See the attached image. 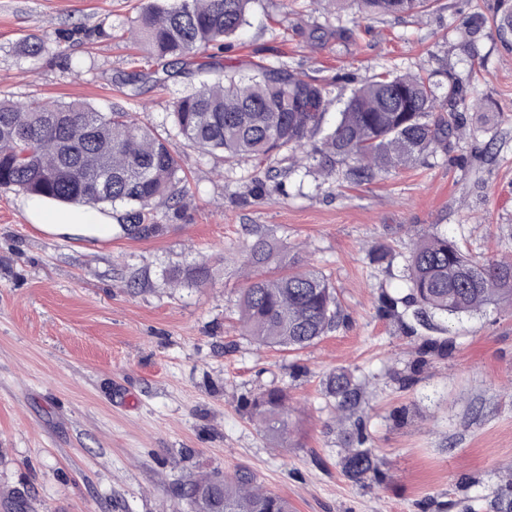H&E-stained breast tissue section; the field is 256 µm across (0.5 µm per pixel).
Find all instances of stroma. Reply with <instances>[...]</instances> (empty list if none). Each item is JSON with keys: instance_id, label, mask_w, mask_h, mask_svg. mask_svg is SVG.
<instances>
[{"instance_id": "obj_1", "label": "stroma", "mask_w": 512, "mask_h": 512, "mask_svg": "<svg viewBox=\"0 0 512 512\" xmlns=\"http://www.w3.org/2000/svg\"><path fill=\"white\" fill-rule=\"evenodd\" d=\"M499 2L435 0L365 18L317 0H254L223 52L237 71L285 61L346 92L385 70L423 68L440 82L452 70L494 102L467 112L451 153L377 183L292 174L278 184L253 161L230 167L185 145L169 105L195 81L191 63L167 89L143 84L135 107L170 139L193 194L185 208L157 210L158 236L47 234L28 221L27 195L0 187V512H190L182 484L240 467L293 512H498L512 496V303L436 317L412 335L378 306L403 288L419 231L474 256L512 252V50L485 36L484 66L471 73L462 30ZM146 3L0 0V98L80 99L101 112L125 103L116 76L151 65L129 34ZM357 25L368 33L355 44L310 36ZM25 36L48 53L21 56ZM256 178L265 195L252 194ZM261 235L296 246L336 289L340 323L310 347L262 348L243 333L238 257ZM381 244L391 260L372 263ZM195 264L208 267L207 283L172 287L168 271ZM339 368L365 391L358 430L377 471L361 485L342 472L347 443L322 386ZM276 386L291 399L279 442L247 409Z\"/></svg>"}]
</instances>
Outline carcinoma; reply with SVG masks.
Here are the masks:
<instances>
[{
    "label": "carcinoma",
    "mask_w": 512,
    "mask_h": 512,
    "mask_svg": "<svg viewBox=\"0 0 512 512\" xmlns=\"http://www.w3.org/2000/svg\"><path fill=\"white\" fill-rule=\"evenodd\" d=\"M252 0H151L138 16L136 35L158 69L147 79L161 84L178 74V65L209 53V77L187 87L171 105L175 136L204 154L222 155L233 165H259L282 159L285 172L300 168L298 154L317 161L326 177L340 186H361L409 167L439 151L446 152L464 128L462 113L485 110L486 98L453 71L446 92L423 70L380 72L354 86L333 122L328 107L333 84L311 78L288 64H254L243 75L224 68L218 54L247 24ZM432 0H357L373 16L418 13ZM471 67L482 64L480 40L487 18L474 13L465 21ZM495 35L512 47V6L496 19ZM29 59L48 47L29 37L19 42ZM112 173V188L96 187L99 174ZM0 186L17 187L28 196L56 200L88 210L123 208L120 232L133 238L155 236L160 225L154 210L179 204L186 179L168 141L157 136L128 109L115 105L106 113L81 100L24 103L0 100ZM285 242L258 238L239 255L244 281L238 308L244 335L256 344L284 350L307 348L335 329L340 310L335 289L318 269L299 263ZM209 269H175V284L205 283ZM497 298L512 299V257L476 258L463 254L448 236L422 233L406 265V289L384 294L379 311L399 316L412 311L420 325L435 315L457 318ZM325 395L336 404L337 424L346 422L364 402V390L352 372L340 368L326 376ZM250 417L273 439L288 434V390L273 387L249 401ZM368 448H351L342 471L355 482L375 472ZM183 496L192 512H292L288 499L257 484L248 470L212 476L189 484Z\"/></svg>",
    "instance_id": "cac0c4a2"
}]
</instances>
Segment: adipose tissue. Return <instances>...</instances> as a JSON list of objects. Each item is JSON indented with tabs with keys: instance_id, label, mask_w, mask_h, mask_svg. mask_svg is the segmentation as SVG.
<instances>
[{
	"instance_id": "obj_1",
	"label": "adipose tissue",
	"mask_w": 512,
	"mask_h": 512,
	"mask_svg": "<svg viewBox=\"0 0 512 512\" xmlns=\"http://www.w3.org/2000/svg\"><path fill=\"white\" fill-rule=\"evenodd\" d=\"M28 218L37 229L53 234H67L89 239H104L112 235V216L105 213L90 216L76 207L48 210L40 200L28 202Z\"/></svg>"
}]
</instances>
